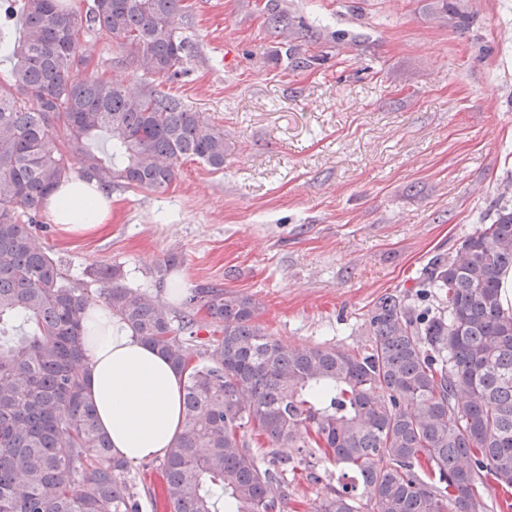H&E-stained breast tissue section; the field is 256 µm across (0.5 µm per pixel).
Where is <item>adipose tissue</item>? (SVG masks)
Listing matches in <instances>:
<instances>
[{
    "label": "adipose tissue",
    "instance_id": "adipose-tissue-1",
    "mask_svg": "<svg viewBox=\"0 0 512 512\" xmlns=\"http://www.w3.org/2000/svg\"><path fill=\"white\" fill-rule=\"evenodd\" d=\"M53 223L70 236L106 224L112 198L96 180H63L46 200ZM82 374L113 452L131 463L164 456L183 427V379L160 354L97 306L85 310Z\"/></svg>",
    "mask_w": 512,
    "mask_h": 512
}]
</instances>
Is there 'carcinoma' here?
<instances>
[{
    "label": "carcinoma",
    "instance_id": "obj_1",
    "mask_svg": "<svg viewBox=\"0 0 512 512\" xmlns=\"http://www.w3.org/2000/svg\"><path fill=\"white\" fill-rule=\"evenodd\" d=\"M24 33L0 24V512H141L129 465L112 453L84 394L85 283L70 282L34 239L69 157L100 188L163 192L178 164L224 169V130L153 85L178 79L196 54L176 25L184 0H18ZM455 31L473 12L435 0ZM86 28L122 52L126 80L71 79ZM100 134L111 142L102 156ZM512 205L456 254L415 279L435 298L380 297L356 350L283 345L256 321L257 303L201 287L179 312L121 283L118 266L86 277L105 308L184 376V427L162 462L171 512H281L284 474L333 458L338 487L315 512H482L489 482L512 490ZM207 337H200L201 332ZM295 456L268 460L253 436Z\"/></svg>",
    "mask_w": 512,
    "mask_h": 512
}]
</instances>
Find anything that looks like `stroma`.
Returning <instances> with one entry per match:
<instances>
[{
	"label": "stroma",
	"mask_w": 512,
	"mask_h": 512,
	"mask_svg": "<svg viewBox=\"0 0 512 512\" xmlns=\"http://www.w3.org/2000/svg\"><path fill=\"white\" fill-rule=\"evenodd\" d=\"M266 2L185 0L197 53L161 85L223 128V170L188 159L165 192L114 189L111 223L82 240L42 214L37 241L73 281L118 265L176 310V279L214 285L253 297L284 344L357 347L377 299L455 253L512 188V0H472L462 34L434 0H276L278 23ZM79 37L94 68L127 78L115 46ZM312 462L283 512L335 487V462Z\"/></svg>",
	"instance_id": "1"
}]
</instances>
